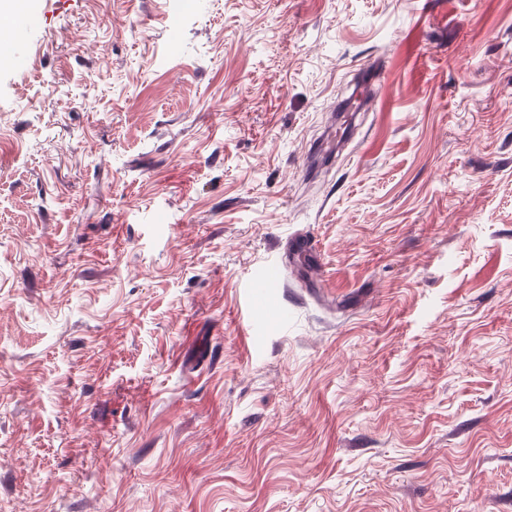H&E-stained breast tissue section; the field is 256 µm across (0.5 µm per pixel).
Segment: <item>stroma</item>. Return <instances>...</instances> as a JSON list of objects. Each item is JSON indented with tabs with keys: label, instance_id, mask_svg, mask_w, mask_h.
<instances>
[{
	"label": "stroma",
	"instance_id": "1",
	"mask_svg": "<svg viewBox=\"0 0 512 512\" xmlns=\"http://www.w3.org/2000/svg\"><path fill=\"white\" fill-rule=\"evenodd\" d=\"M0 45V512H512V0H33Z\"/></svg>",
	"mask_w": 512,
	"mask_h": 512
}]
</instances>
